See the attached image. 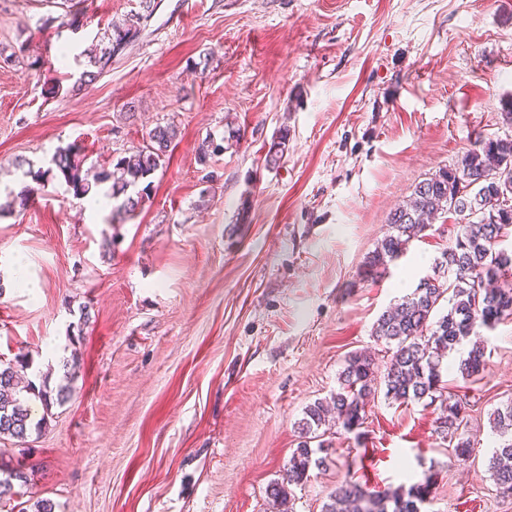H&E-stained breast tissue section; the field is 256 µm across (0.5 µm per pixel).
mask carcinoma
I'll use <instances>...</instances> for the list:
<instances>
[{
	"label": "carcinoma",
	"mask_w": 512,
	"mask_h": 512,
	"mask_svg": "<svg viewBox=\"0 0 512 512\" xmlns=\"http://www.w3.org/2000/svg\"><path fill=\"white\" fill-rule=\"evenodd\" d=\"M141 10L112 25L108 46L89 58L91 69L73 82L76 90L101 75L112 57L127 46L133 19H148L153 0H141ZM178 136L173 122L157 123L148 133L146 145L119 158L113 170L87 163L86 155L74 144L55 150L45 169L29 170L37 184L48 177L64 180L74 196H86L94 188L112 182L110 201L117 215L130 214L149 197L147 178L163 167ZM288 151V131L269 147L267 167L279 166ZM32 189L0 203V215L25 208ZM458 220L455 240L438 258L441 273L422 277L413 292L383 312L374 324L372 337L383 342L391 355L384 373H379L376 358L363 352L347 356L339 373L338 388L330 397L317 399L306 407L298 422L302 441L289 460L282 480L271 482L266 490L273 512H294L292 487L310 477V470L323 465L317 456L324 442L311 448L314 434L336 413V426L347 433L361 428L369 400L383 384L384 395L393 402L427 400L437 404L436 432L448 440L456 457L471 456L474 448L466 435L468 402L466 396L447 391L442 384V362L482 329H492L512 320V250L499 247L502 238L512 233V135L479 139L454 167H443L419 182L408 202L388 218L389 230L377 243L367 261L370 271H386L389 262L399 257L407 245L420 237L432 220L442 214ZM487 365L485 347L472 345L459 360L458 370L466 381L474 382ZM31 368L27 361L0 364V439L25 441L33 422L26 398L51 404L47 386L33 382L19 387L18 372ZM492 428L498 436L488 469L497 491L512 495V402L491 414ZM432 477L402 484L394 489L372 491L356 480H344L327 496L321 512H421L432 494Z\"/></svg>",
	"instance_id": "carcinoma-1"
}]
</instances>
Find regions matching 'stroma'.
<instances>
[{
  "label": "stroma",
  "instance_id": "obj_1",
  "mask_svg": "<svg viewBox=\"0 0 512 512\" xmlns=\"http://www.w3.org/2000/svg\"><path fill=\"white\" fill-rule=\"evenodd\" d=\"M106 72L80 91L56 81L138 12L140 0H0V191L32 187L75 143L110 164L174 120L176 146L134 215L86 212L65 184L0 216V362L26 356L64 404H31L40 431L0 440V467L25 473L14 503L55 512H270L308 405L328 397L346 357L386 346L378 317L431 274L452 243L445 214L368 277L389 214L457 163L476 137L512 132V0H154ZM82 15L70 25L72 12ZM69 57H61V46ZM239 145L199 161L205 137ZM289 136L278 167L265 155ZM247 209V220L238 212ZM115 238L104 253L105 238ZM487 367L442 379L473 402L470 459L454 457L426 402L376 396L362 435L328 430L326 467L294 488L321 512L345 476L370 489L432 476L424 512H512L488 469L490 415L512 399V320L485 331Z\"/></svg>",
  "mask_w": 512,
  "mask_h": 512
}]
</instances>
